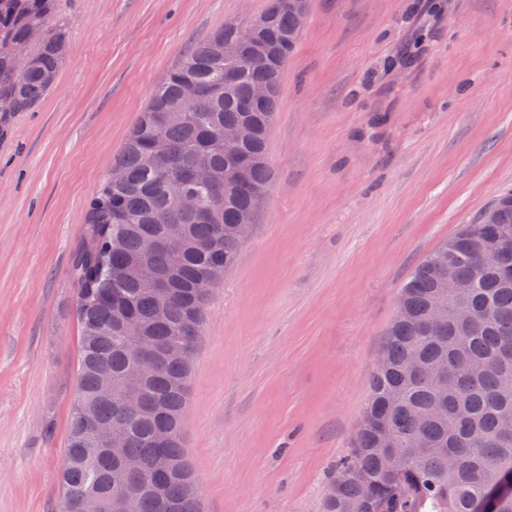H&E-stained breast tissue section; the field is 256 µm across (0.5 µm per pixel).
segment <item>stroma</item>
<instances>
[{
	"mask_svg": "<svg viewBox=\"0 0 512 512\" xmlns=\"http://www.w3.org/2000/svg\"><path fill=\"white\" fill-rule=\"evenodd\" d=\"M309 0L273 181L209 298L183 442L203 512H323L405 281L512 191V0ZM267 0H62L71 50L0 128V512H56L76 397L71 258L166 73Z\"/></svg>",
	"mask_w": 512,
	"mask_h": 512,
	"instance_id": "stroma-1",
	"label": "stroma"
}]
</instances>
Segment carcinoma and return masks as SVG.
Returning <instances> with one entry per match:
<instances>
[{"label": "carcinoma", "instance_id": "1", "mask_svg": "<svg viewBox=\"0 0 512 512\" xmlns=\"http://www.w3.org/2000/svg\"><path fill=\"white\" fill-rule=\"evenodd\" d=\"M61 0H0V127L32 112L54 86L70 51L58 19ZM266 29L269 53L248 61L251 24L228 22L195 46L158 84L124 146L90 200L82 241L70 266L81 327L77 398L69 413L68 452L59 512H80L83 496L139 494V512H202L196 477L182 445L191 360L217 270L238 259V225L255 217L268 190L267 140L277 111L280 76L296 49L293 27L304 13L291 0ZM44 26L31 40L34 25ZM230 40L238 52L216 46ZM26 44L18 70L9 49ZM262 84L272 98L255 95ZM240 129L243 177L230 171L224 130ZM195 195L199 210L172 207L177 191ZM495 224L477 217L435 248L402 287L371 370V396L338 469L325 512H478V502L512 471V252L497 267L482 252L497 231L512 229V194L491 202ZM175 236L160 247L155 271L169 279L165 298L136 276L144 241ZM470 283L465 300L442 291L448 269ZM446 322L433 324L437 311ZM140 322L145 342L166 355L138 374L123 323ZM104 426L113 447L87 423ZM396 434L378 450L376 424Z\"/></svg>", "mask_w": 512, "mask_h": 512}]
</instances>
